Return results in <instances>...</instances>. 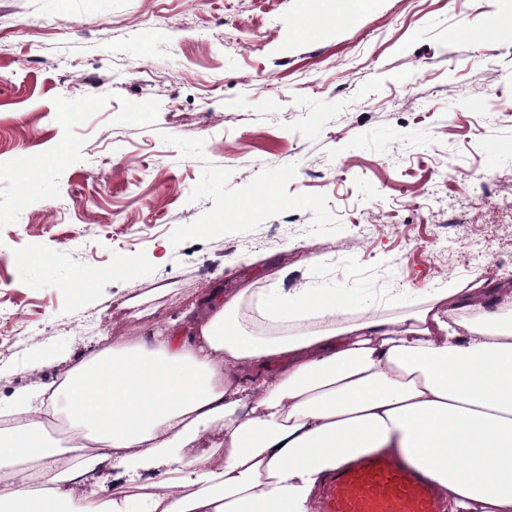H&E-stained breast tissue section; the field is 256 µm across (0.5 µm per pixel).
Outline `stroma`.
<instances>
[{
    "label": "stroma",
    "mask_w": 512,
    "mask_h": 512,
    "mask_svg": "<svg viewBox=\"0 0 512 512\" xmlns=\"http://www.w3.org/2000/svg\"><path fill=\"white\" fill-rule=\"evenodd\" d=\"M308 10L0 0V420L207 287L512 290V0Z\"/></svg>",
    "instance_id": "stroma-1"
}]
</instances>
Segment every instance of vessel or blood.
Instances as JSON below:
<instances>
[{
	"label": "vessel or blood",
	"instance_id": "b4317fda",
	"mask_svg": "<svg viewBox=\"0 0 512 512\" xmlns=\"http://www.w3.org/2000/svg\"><path fill=\"white\" fill-rule=\"evenodd\" d=\"M321 512H440L435 487L391 453L361 457L329 477Z\"/></svg>",
	"mask_w": 512,
	"mask_h": 512
}]
</instances>
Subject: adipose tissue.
<instances>
[{
    "label": "adipose tissue",
    "mask_w": 512,
    "mask_h": 512,
    "mask_svg": "<svg viewBox=\"0 0 512 512\" xmlns=\"http://www.w3.org/2000/svg\"><path fill=\"white\" fill-rule=\"evenodd\" d=\"M277 327L257 336L241 324ZM190 331L112 343L56 390L87 441L44 490L0 495V512H316L320 489L389 448L448 512H512V298L444 288L398 325L350 316L304 288H243L190 308ZM129 482L163 470L165 495L75 499L104 462Z\"/></svg>",
    "instance_id": "obj_1"
}]
</instances>
